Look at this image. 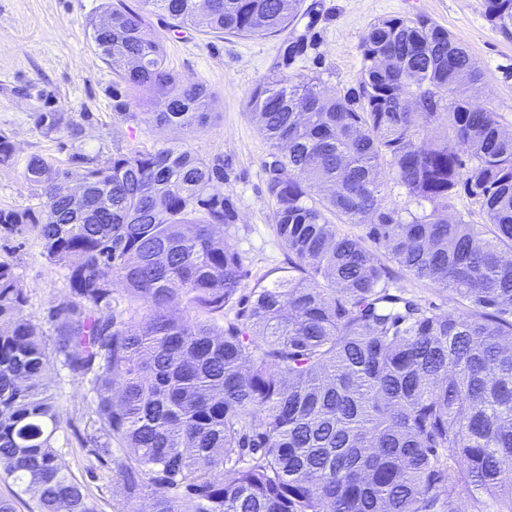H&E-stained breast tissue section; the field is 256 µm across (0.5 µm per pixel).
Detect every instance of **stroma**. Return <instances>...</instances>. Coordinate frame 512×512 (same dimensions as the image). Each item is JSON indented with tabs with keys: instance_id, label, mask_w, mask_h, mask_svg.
<instances>
[{
	"instance_id": "1",
	"label": "stroma",
	"mask_w": 512,
	"mask_h": 512,
	"mask_svg": "<svg viewBox=\"0 0 512 512\" xmlns=\"http://www.w3.org/2000/svg\"><path fill=\"white\" fill-rule=\"evenodd\" d=\"M103 0H0V131L15 144L17 161L0 166V207L35 204V187L26 182L22 162L42 154L65 168L79 152L99 161L115 150H149L160 143L181 144L224 166L216 190L231 197L239 218L228 237L244 259L246 288L269 285L288 273V255L273 230V204L266 191L263 163L269 145L249 114L254 87L278 65L280 40L204 35L173 30L167 19L150 16L163 38L166 63L183 81L215 95L217 119L203 131L186 133L145 123L140 102L117 83L91 38V24ZM312 15L298 27L304 53L287 72L294 78L320 76L328 91L356 86L362 67L359 44L368 27L392 16L426 15L467 46L482 70V105L512 129V35L485 18L484 0H305ZM72 113H86L83 135L73 141L47 136L34 124L46 101ZM0 259L12 263L27 295L24 315L53 337L51 308L69 297L64 271L43 255L34 233H0ZM54 394L61 428L57 447L67 469L96 498L101 512H121L119 487L111 464L90 454L95 428L93 395L86 381L55 366Z\"/></svg>"
}]
</instances>
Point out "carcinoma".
Masks as SVG:
<instances>
[{
    "label": "carcinoma",
    "mask_w": 512,
    "mask_h": 512,
    "mask_svg": "<svg viewBox=\"0 0 512 512\" xmlns=\"http://www.w3.org/2000/svg\"><path fill=\"white\" fill-rule=\"evenodd\" d=\"M142 4L107 0L92 40L128 90L158 91L147 107L160 128L196 133L217 113L212 92L167 67L148 15L281 36L288 60L304 51V0ZM484 13L512 34V0H484ZM359 51L355 87L326 96L319 78L278 72L250 96L289 270L247 296L243 259L220 232L238 220L214 191L220 165L176 144L103 163L74 153L75 201L62 192L69 170L26 159L40 202L0 208V229L33 232L70 290L50 311V349L0 259V476L33 493L32 512H99L57 449L56 357L93 393L91 453L112 460L129 512L151 486L165 490L151 512H459L456 497L479 491L512 512V131L479 102L468 48L429 17L381 19ZM34 123L83 133L55 106ZM15 154L0 132V166ZM384 165L419 211L383 205ZM378 250L467 311L391 287L397 269Z\"/></svg>",
    "instance_id": "1"
}]
</instances>
